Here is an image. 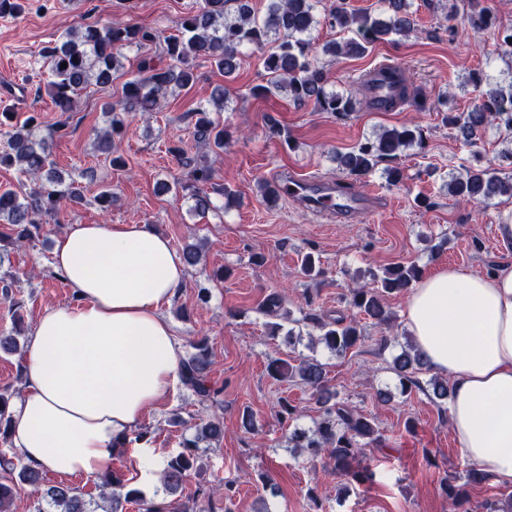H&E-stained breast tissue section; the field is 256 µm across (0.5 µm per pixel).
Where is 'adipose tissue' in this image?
I'll return each instance as SVG.
<instances>
[{
    "label": "adipose tissue",
    "mask_w": 512,
    "mask_h": 512,
    "mask_svg": "<svg viewBox=\"0 0 512 512\" xmlns=\"http://www.w3.org/2000/svg\"><path fill=\"white\" fill-rule=\"evenodd\" d=\"M52 266L76 301L46 309L28 334L10 438L35 468L97 477L113 469L114 441L180 379L163 308L185 265L150 225L71 224ZM405 319L418 350L451 382L462 455L512 483V266L487 276L441 269L412 288Z\"/></svg>",
    "instance_id": "1"
}]
</instances>
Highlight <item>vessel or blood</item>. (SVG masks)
<instances>
[{
	"label": "vessel or blood",
	"mask_w": 512,
	"mask_h": 512,
	"mask_svg": "<svg viewBox=\"0 0 512 512\" xmlns=\"http://www.w3.org/2000/svg\"><path fill=\"white\" fill-rule=\"evenodd\" d=\"M370 98L375 110H383L391 89V73L383 68H376L365 78ZM275 185L282 195L300 199L305 205L317 212L341 219L348 215L355 206L367 204L368 195L355 189H344L330 182L316 178H300L294 175H279Z\"/></svg>",
	"instance_id": "1"
}]
</instances>
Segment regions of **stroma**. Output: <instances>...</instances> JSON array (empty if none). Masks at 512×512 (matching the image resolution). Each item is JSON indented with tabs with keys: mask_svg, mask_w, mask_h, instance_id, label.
I'll return each mask as SVG.
<instances>
[{
	"mask_svg": "<svg viewBox=\"0 0 512 512\" xmlns=\"http://www.w3.org/2000/svg\"><path fill=\"white\" fill-rule=\"evenodd\" d=\"M17 13L0 14V109L18 119L37 116L43 128L61 119L48 93L49 74L42 51L62 32L89 22L123 20L177 34L182 19L203 0H20ZM418 30L395 41L377 43L362 57L320 56L333 87L350 92L362 103L358 112L340 120L295 107L285 95L263 100L248 97L249 88L262 82V53L244 50L237 77L225 83L223 75L204 60H197L199 79L188 91L168 98L162 111L150 112L135 122L118 149L127 165L112 168L96 148L95 136L104 127L101 106L118 101L123 83L135 73L154 46L124 51L123 67L110 87L82 91L64 135L55 139L52 159L62 173L82 180L84 200L50 219L45 230L19 250L0 258V266L18 277L10 296L0 295V334H9L15 315L32 327L45 309L72 302L66 282L51 265L55 241L71 224H148L165 235L174 248L196 245L200 263L187 269L185 282L164 312L174 327L182 353L191 341L207 337L213 352L208 370L215 399L203 402L184 385H176L143 420L151 432L154 454L160 461L193 438L195 426L212 415L224 418L221 443L201 449L196 470L182 493L172 496L184 512H449L441 489L445 477L465 474L469 462L459 451L450 418L442 414L431 393V372L420 373V389L405 395L392 370L399 345L379 350L377 328L366 327L365 340L342 356L310 348L308 339L289 341L286 333L268 334L269 316L259 310L264 297L285 293L292 317H299L306 294H314L324 310L341 307L342 294L362 281L368 267L416 262L424 273L449 265L488 275L500 265L512 264V242L503 240L498 226L512 199L495 205L474 206L448 194L449 172L470 165V151L456 131L444 122L445 112H466L478 102L467 80L473 71L491 75L495 82H512V59L496 58L492 32L467 33L449 40L440 30L439 10L427 0H413ZM401 66L410 88L419 90L429 111L413 112L403 105L391 112L373 111L366 93L367 71L384 63ZM225 88V109L220 119L229 134L220 154L205 153L193 137L190 114L207 105L217 88ZM415 119L424 130V144L404 150L399 163L405 178L388 185L382 171L368 178L365 192L375 194L374 208L351 212L345 221L327 223L298 209L287 200L268 206L257 180L274 181L279 172L344 182L345 174L332 158L382 128ZM205 157L215 183L235 194L230 209L222 198L206 215L194 213L189 193L169 189L187 174L175 149ZM112 189L118 201L102 212L96 195ZM431 199L428 209L415 207L416 196ZM313 253L323 271L317 280L300 271L302 257ZM228 269L227 279L215 280L216 270ZM208 288L209 300L197 299ZM22 302L14 310L11 299ZM313 356L326 362L328 380L340 398L363 413L375 416L382 433L379 446L368 448L375 467V483L343 489L339 478L323 464H311L289 448L275 417L279 398L293 401L301 413L299 424L312 427L317 406L310 391L278 383L266 373L274 357ZM391 393L388 404L375 400L377 391ZM254 417L253 431L241 425L244 411ZM415 430H407V420ZM435 464H428L427 456ZM236 493L225 500V484ZM317 488L321 505H314L308 490Z\"/></svg>",
	"mask_w": 512,
	"mask_h": 512,
	"instance_id": "obj_1",
	"label": "stroma"
}]
</instances>
